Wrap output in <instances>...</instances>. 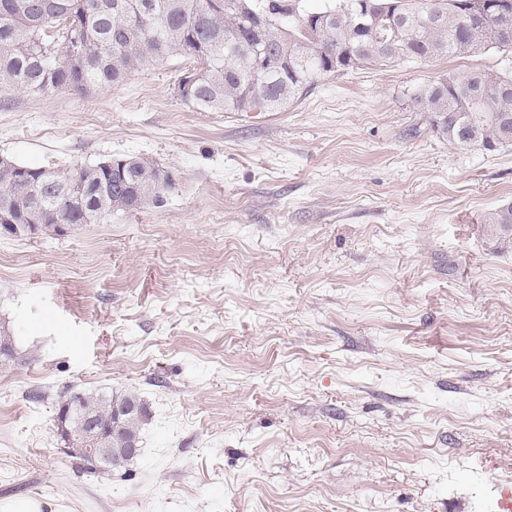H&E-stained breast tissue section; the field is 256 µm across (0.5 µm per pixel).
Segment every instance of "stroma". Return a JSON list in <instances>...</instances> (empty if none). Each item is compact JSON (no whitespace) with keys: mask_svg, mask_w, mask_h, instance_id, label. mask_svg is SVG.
<instances>
[{"mask_svg":"<svg viewBox=\"0 0 512 512\" xmlns=\"http://www.w3.org/2000/svg\"><path fill=\"white\" fill-rule=\"evenodd\" d=\"M178 56L124 84L0 103V157H148L162 205L0 235V500L58 512H496L512 487V145L460 148L415 102L512 49L319 80L279 112L204 111ZM133 394L138 455L93 472L60 396ZM487 236L495 250L512 247V204H504L491 211L485 218ZM53 507L49 502L37 497H17L0 501L1 512H44L43 506Z\"/></svg>","mask_w":512,"mask_h":512,"instance_id":"obj_1","label":"stroma"}]
</instances>
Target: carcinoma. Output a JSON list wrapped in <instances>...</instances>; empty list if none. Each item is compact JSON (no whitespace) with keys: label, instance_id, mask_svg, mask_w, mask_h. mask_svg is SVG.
I'll return each mask as SVG.
<instances>
[{"label":"carcinoma","instance_id":"cac0c4a2","mask_svg":"<svg viewBox=\"0 0 512 512\" xmlns=\"http://www.w3.org/2000/svg\"><path fill=\"white\" fill-rule=\"evenodd\" d=\"M370 0L359 25L354 0L297 16L296 0H0V98L123 84L144 65L174 55L202 62L180 77V96L217 112H279L316 81L362 64L388 65L512 48L500 27L502 0H485L468 24L470 0H431L430 21L409 3ZM417 103L434 114L448 142L494 152L512 144V77L489 70L450 75L425 86ZM174 188L170 171L149 158L114 178L105 166L47 173L0 169V219L15 234H59L60 224H90L113 212L159 205ZM495 250L512 247V204L485 218ZM13 336L0 331V365L15 362ZM149 416L133 394L70 391L57 417L71 455L106 470L134 458Z\"/></svg>","mask_w":512,"mask_h":512}]
</instances>
